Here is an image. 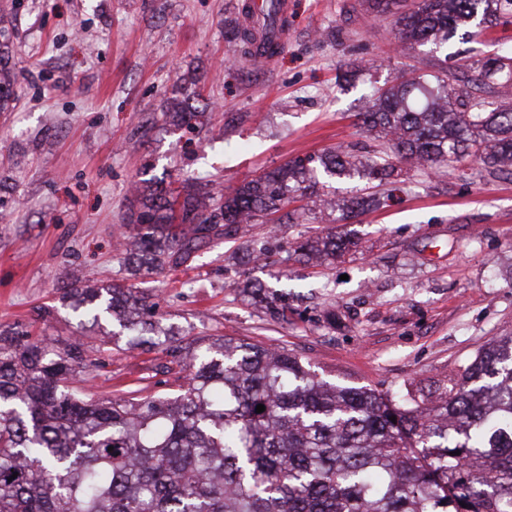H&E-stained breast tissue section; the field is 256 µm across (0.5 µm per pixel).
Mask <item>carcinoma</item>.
Here are the masks:
<instances>
[{
    "label": "carcinoma",
    "instance_id": "1",
    "mask_svg": "<svg viewBox=\"0 0 512 512\" xmlns=\"http://www.w3.org/2000/svg\"><path fill=\"white\" fill-rule=\"evenodd\" d=\"M371 6L401 43L437 48L468 23L473 39L512 15V0ZM228 34L253 64L280 52L240 25ZM13 85L0 68L1 109ZM194 96L191 84H174L165 124L204 125ZM358 120L367 141L234 187L133 181L117 255L160 273L224 238L262 260L267 248L249 228L308 221L317 210L346 221L394 197L396 160L436 173L471 157L485 176L512 178V49L403 72L374 88ZM336 177L369 193L328 199L322 185ZM354 245L329 231L293 253L334 263ZM64 295L81 327L112 321L119 331L105 343L161 348L182 376L169 394L94 401L72 386L88 361L81 342L60 348L0 330V512H512V334L491 339L437 395L391 396L332 384L285 349L231 338L186 357L157 303L131 287L73 275Z\"/></svg>",
    "mask_w": 512,
    "mask_h": 512
}]
</instances>
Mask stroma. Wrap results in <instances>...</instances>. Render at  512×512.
Listing matches in <instances>:
<instances>
[{"label":"stroma","instance_id":"stroma-1","mask_svg":"<svg viewBox=\"0 0 512 512\" xmlns=\"http://www.w3.org/2000/svg\"><path fill=\"white\" fill-rule=\"evenodd\" d=\"M244 0H0L16 96L0 112V326L83 343L76 386L96 400L172 392L162 350L129 351L78 327L70 274L156 294L193 347L220 337L288 349L319 377L382 393L432 391L493 337L512 333V179L466 159L407 171L400 200L350 223L265 225L272 257L330 230L358 247L333 265L265 262L249 276L288 296L286 317L241 298L229 257L130 275L113 250L137 175L233 186L285 162L360 141L371 86L430 70L431 46H397L366 0H290L284 51L243 63L227 34ZM196 79L211 103L201 134L165 125L166 92Z\"/></svg>","mask_w":512,"mask_h":512}]
</instances>
